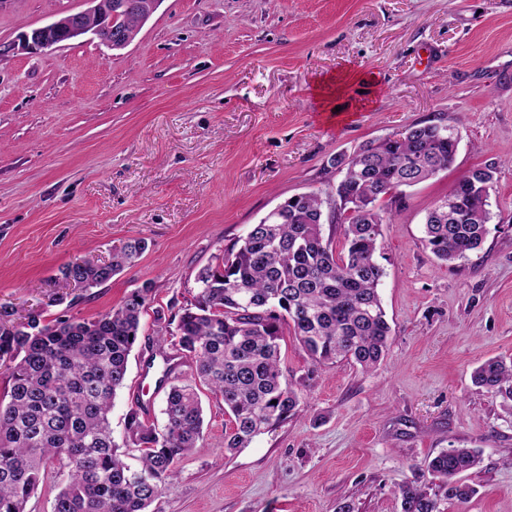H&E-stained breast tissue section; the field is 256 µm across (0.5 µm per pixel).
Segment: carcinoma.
Returning <instances> with one entry per match:
<instances>
[{"label":"carcinoma","mask_w":512,"mask_h":512,"mask_svg":"<svg viewBox=\"0 0 512 512\" xmlns=\"http://www.w3.org/2000/svg\"><path fill=\"white\" fill-rule=\"evenodd\" d=\"M147 2L138 0L140 9L122 14L120 24L141 29ZM458 145L446 127L414 125L362 146L349 159L339 156L341 210L314 192L293 195L200 269L193 302L170 316L158 310L154 318L157 343L175 338L178 351L193 360V378L170 386L161 427L130 408L122 446L112 436L109 415L125 384L151 287L93 319L46 323L32 312L15 324L13 309L1 305L0 363L10 387L8 402L0 403V512H26L50 475L61 484L54 512H146L202 437L205 391L224 402L231 419L224 446L230 451L296 415L299 394L281 382L285 325L293 326L315 362L345 359L373 370L391 332L378 291L385 275L376 258L378 238L381 225L391 223V212L376 207L381 188L398 191L448 169ZM497 172L495 165L469 171L428 208L423 241L437 259L463 261L481 246L492 220ZM351 206L361 215H343ZM328 222L343 225L340 254L323 234ZM147 248L146 239L134 238L113 249L108 261L74 259L62 269V287L102 286ZM472 381L512 403V361L489 359ZM478 462L476 450L450 448L429 460L427 472L446 487L447 499L463 502L477 490L457 477ZM400 495L402 512H441L437 495L417 480L405 483Z\"/></svg>","instance_id":"carcinoma-1"}]
</instances>
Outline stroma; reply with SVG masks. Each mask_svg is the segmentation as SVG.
<instances>
[{
    "label": "stroma",
    "mask_w": 512,
    "mask_h": 512,
    "mask_svg": "<svg viewBox=\"0 0 512 512\" xmlns=\"http://www.w3.org/2000/svg\"><path fill=\"white\" fill-rule=\"evenodd\" d=\"M86 7L0 0V42ZM343 70L372 76L371 103L332 118L314 89ZM417 124L454 128L459 146L381 227L384 359L320 364L284 328L299 414L230 453L224 403L203 395V438L149 512H401L400 486L453 447L478 451L462 476L477 493L443 512H512V413L472 382L512 358V0H160L124 50L84 38L0 57V304L93 319L152 287L112 408L118 442L133 406L163 421L167 390L141 375L155 311L190 303L197 272L284 200L331 192L332 157ZM491 163L489 233L443 264L425 212ZM135 237L148 248L134 266L58 303L75 256L106 260Z\"/></svg>",
    "instance_id": "1"
}]
</instances>
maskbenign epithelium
Returning a JSON list of instances; mask_svg holds the SVG:
<instances>
[{
  "label": "benign epithelium",
  "mask_w": 512,
  "mask_h": 512,
  "mask_svg": "<svg viewBox=\"0 0 512 512\" xmlns=\"http://www.w3.org/2000/svg\"><path fill=\"white\" fill-rule=\"evenodd\" d=\"M87 3L89 7L84 11L25 31L10 43L0 42V57L19 51L38 53L88 34L110 50H122L134 41L135 34L116 28L112 0H87Z\"/></svg>",
  "instance_id": "1"
}]
</instances>
